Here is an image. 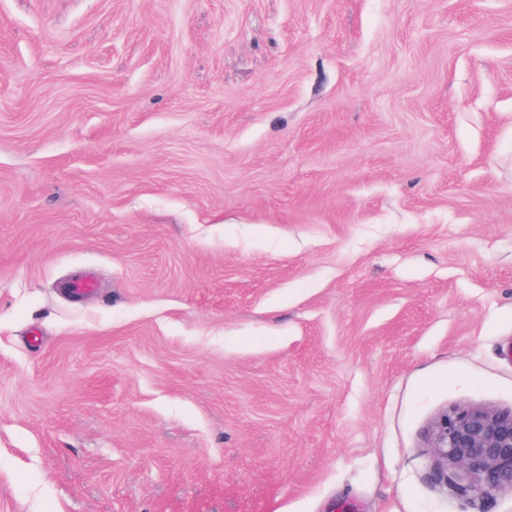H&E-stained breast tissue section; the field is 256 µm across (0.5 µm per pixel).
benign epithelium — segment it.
Returning <instances> with one entry per match:
<instances>
[{
  "label": "benign epithelium",
  "mask_w": 512,
  "mask_h": 512,
  "mask_svg": "<svg viewBox=\"0 0 512 512\" xmlns=\"http://www.w3.org/2000/svg\"><path fill=\"white\" fill-rule=\"evenodd\" d=\"M431 448L447 479L464 491L512 490V410H447L433 426Z\"/></svg>",
  "instance_id": "obj_1"
}]
</instances>
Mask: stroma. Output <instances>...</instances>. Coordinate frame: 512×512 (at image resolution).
I'll list each match as a JSON object with an SVG mask.
<instances>
[{"instance_id": "stroma-1", "label": "stroma", "mask_w": 512, "mask_h": 512, "mask_svg": "<svg viewBox=\"0 0 512 512\" xmlns=\"http://www.w3.org/2000/svg\"><path fill=\"white\" fill-rule=\"evenodd\" d=\"M511 347L512 0H0V512H512ZM431 448L447 480L465 492L512 490V410H446L433 426Z\"/></svg>"}]
</instances>
